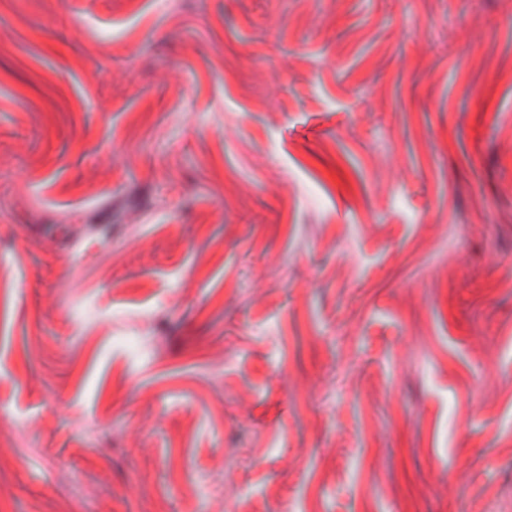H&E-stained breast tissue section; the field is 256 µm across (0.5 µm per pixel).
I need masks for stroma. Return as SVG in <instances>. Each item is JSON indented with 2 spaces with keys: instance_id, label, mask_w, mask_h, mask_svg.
<instances>
[{
  "instance_id": "35a3bbf8",
  "label": "stroma",
  "mask_w": 512,
  "mask_h": 512,
  "mask_svg": "<svg viewBox=\"0 0 512 512\" xmlns=\"http://www.w3.org/2000/svg\"><path fill=\"white\" fill-rule=\"evenodd\" d=\"M0 512H512V0H0Z\"/></svg>"
}]
</instances>
